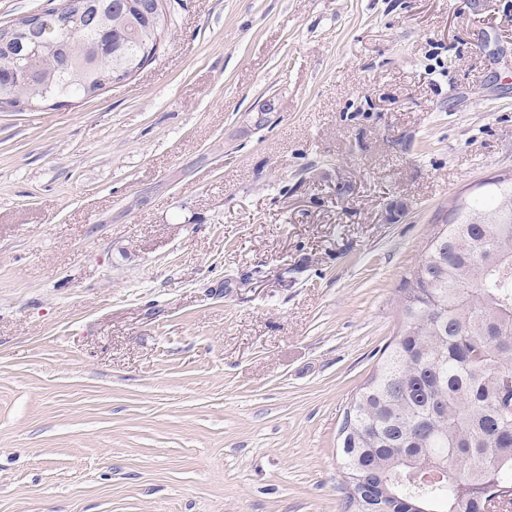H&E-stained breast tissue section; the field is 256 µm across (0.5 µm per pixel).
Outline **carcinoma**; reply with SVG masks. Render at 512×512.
Segmentation results:
<instances>
[{
  "label": "carcinoma",
  "instance_id": "1",
  "mask_svg": "<svg viewBox=\"0 0 512 512\" xmlns=\"http://www.w3.org/2000/svg\"><path fill=\"white\" fill-rule=\"evenodd\" d=\"M45 48L0 28V100L92 98L168 33L163 0H85ZM459 196L404 280L401 329L339 430L346 512H496L512 505V174Z\"/></svg>",
  "mask_w": 512,
  "mask_h": 512
}]
</instances>
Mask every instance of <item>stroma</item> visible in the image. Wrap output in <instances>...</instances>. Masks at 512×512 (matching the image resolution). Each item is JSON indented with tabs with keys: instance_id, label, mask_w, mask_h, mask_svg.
<instances>
[{
	"instance_id": "1",
	"label": "stroma",
	"mask_w": 512,
	"mask_h": 512,
	"mask_svg": "<svg viewBox=\"0 0 512 512\" xmlns=\"http://www.w3.org/2000/svg\"><path fill=\"white\" fill-rule=\"evenodd\" d=\"M171 11L127 82L0 108V512H344L403 279L512 172V0Z\"/></svg>"
}]
</instances>
